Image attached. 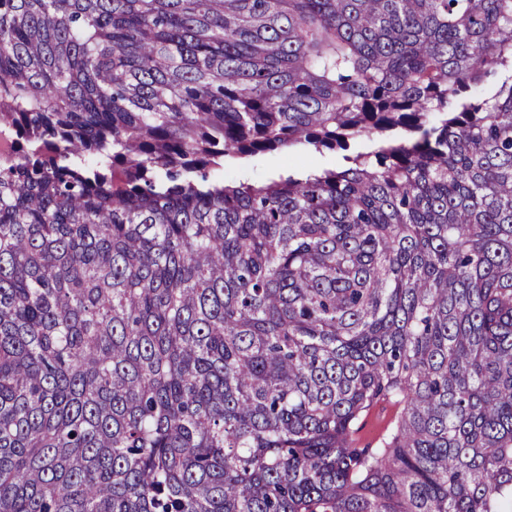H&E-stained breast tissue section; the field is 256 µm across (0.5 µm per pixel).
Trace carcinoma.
I'll use <instances>...</instances> for the list:
<instances>
[{
  "instance_id": "carcinoma-1",
  "label": "carcinoma",
  "mask_w": 512,
  "mask_h": 512,
  "mask_svg": "<svg viewBox=\"0 0 512 512\" xmlns=\"http://www.w3.org/2000/svg\"><path fill=\"white\" fill-rule=\"evenodd\" d=\"M0 512H512V0H0ZM370 146L371 142L363 138L351 142L348 152L323 151L319 153L303 146L284 148L255 156L243 166L226 164L224 169L221 168L216 171V175L224 177L225 180L237 179L260 183L273 178L288 168L299 170L339 168L344 164L342 154L366 151ZM243 169L248 171L247 178L243 177ZM392 414L393 412L387 406H378L371 411L363 423L360 432L361 439L365 442L377 440L378 436L390 422Z\"/></svg>"
}]
</instances>
